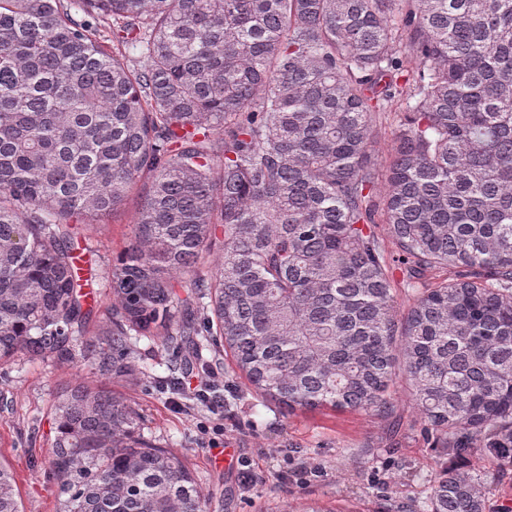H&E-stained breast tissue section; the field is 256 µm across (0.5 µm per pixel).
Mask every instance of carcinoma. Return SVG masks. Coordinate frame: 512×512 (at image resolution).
<instances>
[{"instance_id": "carcinoma-1", "label": "carcinoma", "mask_w": 512, "mask_h": 512, "mask_svg": "<svg viewBox=\"0 0 512 512\" xmlns=\"http://www.w3.org/2000/svg\"><path fill=\"white\" fill-rule=\"evenodd\" d=\"M394 105L380 197L373 134ZM144 177L89 335L75 224ZM396 263L420 281L401 318ZM141 338L230 352L290 414L384 417L401 381L441 448L512 465V0H0V365L133 378ZM52 425L66 512H204L121 397L74 385ZM482 484L446 467L383 512H486ZM0 512H22L3 462Z\"/></svg>"}]
</instances>
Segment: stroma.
Here are the masks:
<instances>
[{
	"label": "stroma",
	"instance_id": "35a3bbf8",
	"mask_svg": "<svg viewBox=\"0 0 512 512\" xmlns=\"http://www.w3.org/2000/svg\"><path fill=\"white\" fill-rule=\"evenodd\" d=\"M140 190L103 223L78 225L75 246L93 299L89 329L101 325L110 303L112 270L134 232ZM141 373L136 380L102 376L90 363L21 359L0 367V459L11 469L24 512H65L71 492L51 465L50 408L57 391L78 381L122 397L140 416L141 432L180 458L193 473L207 512H380L384 499L422 502L447 462L426 441L404 390L393 419L330 409L284 415L235 374L231 357L203 351L207 370L188 372L191 384L217 378L231 408L201 403L189 390L160 388L171 353L160 342H132ZM224 434L209 447L208 427Z\"/></svg>",
	"mask_w": 512,
	"mask_h": 512
}]
</instances>
